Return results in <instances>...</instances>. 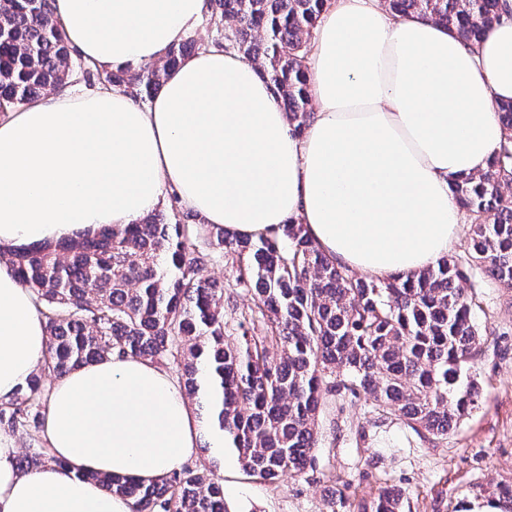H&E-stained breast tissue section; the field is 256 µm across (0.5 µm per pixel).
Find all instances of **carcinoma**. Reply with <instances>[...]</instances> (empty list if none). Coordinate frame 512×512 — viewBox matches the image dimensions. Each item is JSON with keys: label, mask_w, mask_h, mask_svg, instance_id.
Wrapping results in <instances>:
<instances>
[{"label": "carcinoma", "mask_w": 512, "mask_h": 512, "mask_svg": "<svg viewBox=\"0 0 512 512\" xmlns=\"http://www.w3.org/2000/svg\"><path fill=\"white\" fill-rule=\"evenodd\" d=\"M400 14L446 26L469 43L495 21L498 0H387ZM211 45L256 66L299 136L312 118L309 38L328 0H208ZM206 47L194 36L137 69L85 60L83 79L124 86L146 102L165 74ZM68 45L52 0H0V115L71 83ZM504 130L485 170L452 181L471 223L468 253L447 255L413 275L358 277L322 252L306 226L288 219L256 237L203 224L171 196L170 211L100 228L56 244L0 250L34 296L48 336L42 368L0 400V429L24 431L23 472L54 464L39 438L51 384L110 356L174 363L186 394L209 411L201 381L220 398L217 424L249 476L273 482L313 467L318 419L328 395L369 397L420 434L446 439L479 407L471 375L482 332L463 284L481 271L512 290V102L497 105ZM231 265L227 284L204 278ZM251 295L241 308L224 287ZM131 501L132 512H225L224 483L205 466L181 465L151 482L75 472ZM403 493L384 490L358 512H402Z\"/></svg>", "instance_id": "1"}]
</instances>
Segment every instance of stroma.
Returning a JSON list of instances; mask_svg holds the SVG:
<instances>
[{"mask_svg": "<svg viewBox=\"0 0 512 512\" xmlns=\"http://www.w3.org/2000/svg\"><path fill=\"white\" fill-rule=\"evenodd\" d=\"M472 294L484 339L473 367L482 403L447 438L417 435L378 414L368 398L330 396L319 416L316 463L303 474L261 481L229 449L218 460L196 453L190 465L214 467L227 512H357L387 486L402 489L404 512H498V489L512 486V293L479 276Z\"/></svg>", "mask_w": 512, "mask_h": 512, "instance_id": "stroma-1", "label": "stroma"}]
</instances>
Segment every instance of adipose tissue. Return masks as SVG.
I'll list each match as a JSON object with an SVG mask.
<instances>
[{
  "instance_id": "obj_1",
  "label": "adipose tissue",
  "mask_w": 512,
  "mask_h": 512,
  "mask_svg": "<svg viewBox=\"0 0 512 512\" xmlns=\"http://www.w3.org/2000/svg\"><path fill=\"white\" fill-rule=\"evenodd\" d=\"M206 10V0L53 4L69 43L103 67L160 60ZM306 66L315 110L300 136L257 69L214 47L170 71L145 107L115 87L14 108L0 118V247L130 224L173 192L240 236L296 218L326 255L378 279L433 266L462 222L452 180L486 169L504 136L495 105L512 101V0L474 47L381 0H331ZM46 345L30 292L0 266V399ZM43 434L70 471L20 472L0 437V512H131L91 474L162 478L194 454L197 421L167 371L112 357L53 385Z\"/></svg>"
}]
</instances>
